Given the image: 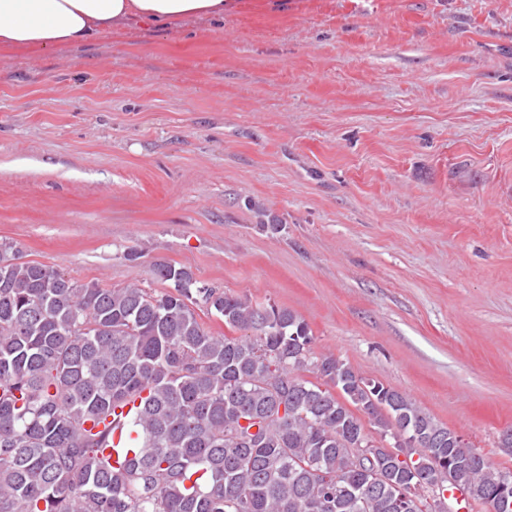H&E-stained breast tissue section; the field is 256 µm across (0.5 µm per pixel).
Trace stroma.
Masks as SVG:
<instances>
[{"mask_svg":"<svg viewBox=\"0 0 512 512\" xmlns=\"http://www.w3.org/2000/svg\"><path fill=\"white\" fill-rule=\"evenodd\" d=\"M1 241L286 307L512 469V0H229L0 47Z\"/></svg>","mask_w":512,"mask_h":512,"instance_id":"35a3bbf8","label":"stroma"}]
</instances>
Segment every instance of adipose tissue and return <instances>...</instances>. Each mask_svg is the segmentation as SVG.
<instances>
[{"label": "adipose tissue", "mask_w": 512, "mask_h": 512, "mask_svg": "<svg viewBox=\"0 0 512 512\" xmlns=\"http://www.w3.org/2000/svg\"><path fill=\"white\" fill-rule=\"evenodd\" d=\"M228 0H0V46L82 44L136 20H222Z\"/></svg>", "instance_id": "ef3b65f1"}]
</instances>
